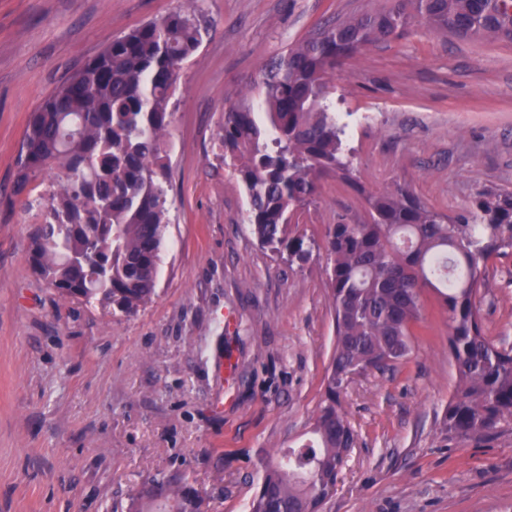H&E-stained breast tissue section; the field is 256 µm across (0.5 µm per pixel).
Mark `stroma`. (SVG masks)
Wrapping results in <instances>:
<instances>
[{
    "label": "stroma",
    "mask_w": 512,
    "mask_h": 512,
    "mask_svg": "<svg viewBox=\"0 0 512 512\" xmlns=\"http://www.w3.org/2000/svg\"><path fill=\"white\" fill-rule=\"evenodd\" d=\"M384 2L0 0V512H129L162 471L184 474L204 512H248L259 459L309 437L334 350L327 256L292 264L259 243L221 126L271 59ZM179 10L206 30L171 101L156 295L131 313L63 296L29 262L63 175L18 189L29 119L114 38ZM330 97L361 190L403 187L453 219L479 188L512 190V42L416 21L338 66ZM360 192L322 178L293 231L319 243L367 221ZM480 307L486 336L512 347V252L488 262ZM414 333L405 359L349 381L356 443L321 512H512V428L482 442L439 429L458 378L433 293Z\"/></svg>",
    "instance_id": "obj_1"
}]
</instances>
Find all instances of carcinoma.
Masks as SVG:
<instances>
[{
	"mask_svg": "<svg viewBox=\"0 0 512 512\" xmlns=\"http://www.w3.org/2000/svg\"><path fill=\"white\" fill-rule=\"evenodd\" d=\"M462 37L512 41V0H390L380 10L324 25L265 68L258 100L224 112L220 143L248 197L258 241L288 260L312 247L288 228L334 176L364 199L370 221L328 225L323 247L335 348L312 436L259 461L249 512H320L333 494L355 432L341 407L348 378L382 371L411 352L423 297L448 314L458 385L440 431L467 441L512 425V348L483 331L479 307L487 262L512 251V191L476 192L460 221L408 191L367 192L354 177L346 124L330 102L336 65L361 48L402 36L410 20ZM201 21L173 12L115 38L32 114L16 165L18 189L57 163L65 184L31 234L34 271L67 296L134 312L155 294L166 224L168 155L163 136L182 64L202 42ZM201 512L185 478L155 477L137 512Z\"/></svg>",
	"mask_w": 512,
	"mask_h": 512,
	"instance_id": "obj_1",
	"label": "carcinoma"
}]
</instances>
